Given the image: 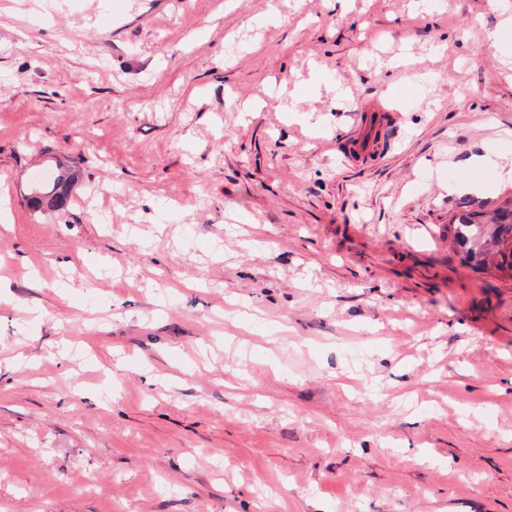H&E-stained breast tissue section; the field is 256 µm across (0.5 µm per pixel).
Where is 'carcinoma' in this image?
I'll use <instances>...</instances> for the list:
<instances>
[{
    "instance_id": "obj_1",
    "label": "carcinoma",
    "mask_w": 512,
    "mask_h": 512,
    "mask_svg": "<svg viewBox=\"0 0 512 512\" xmlns=\"http://www.w3.org/2000/svg\"><path fill=\"white\" fill-rule=\"evenodd\" d=\"M70 174L61 166L38 184L31 204L37 209L63 211L69 204ZM448 239L460 248L463 259L477 267L493 266L512 271V197L504 198L490 212L455 214L446 225Z\"/></svg>"
}]
</instances>
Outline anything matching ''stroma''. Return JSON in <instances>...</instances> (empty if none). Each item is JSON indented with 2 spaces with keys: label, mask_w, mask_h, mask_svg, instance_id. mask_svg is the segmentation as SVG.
I'll use <instances>...</instances> for the list:
<instances>
[{
  "label": "stroma",
  "mask_w": 512,
  "mask_h": 512,
  "mask_svg": "<svg viewBox=\"0 0 512 512\" xmlns=\"http://www.w3.org/2000/svg\"><path fill=\"white\" fill-rule=\"evenodd\" d=\"M510 15L0 0V512H512ZM70 174L59 165L49 174L48 180L36 184L38 189L31 197V204L37 209L63 211L69 204ZM445 229L448 239L460 248L465 261L477 267L494 266L501 271H512L511 196L505 197L490 212L466 210L455 214Z\"/></svg>",
  "instance_id": "35a3bbf8"
}]
</instances>
